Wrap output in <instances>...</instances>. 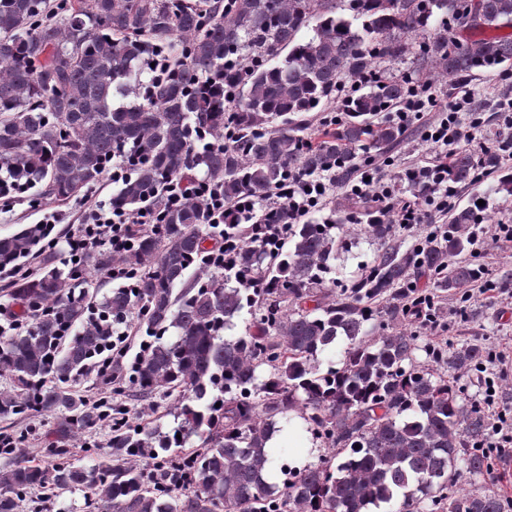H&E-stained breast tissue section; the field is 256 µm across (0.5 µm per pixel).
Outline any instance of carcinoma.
Returning a JSON list of instances; mask_svg holds the SVG:
<instances>
[{"label":"carcinoma","mask_w":512,"mask_h":512,"mask_svg":"<svg viewBox=\"0 0 512 512\" xmlns=\"http://www.w3.org/2000/svg\"><path fill=\"white\" fill-rule=\"evenodd\" d=\"M456 2L62 0L50 16L47 0H0V184L76 199L112 159L127 172L112 207L160 214L127 257L94 248L63 269L47 254L39 275L8 285L32 322L0 341V420L50 415L56 448L37 463L0 447V512H24L35 488L83 490L106 512H504L497 493L460 485L492 469L490 419L460 397L455 375L485 362V348L423 349L405 324L422 315L410 284L427 279L436 300L487 277L474 261L477 201L405 250L389 244L394 217L371 190L324 200L330 216L303 223L270 202L294 172L344 185L366 162H388L406 133L389 113L415 81L446 85L512 63V0H472L465 29ZM153 58L167 73L148 70ZM140 89L142 101L119 102ZM333 103L345 117L312 141L308 113ZM483 172L488 192L512 196L501 148L448 156L450 186L474 187ZM399 179L418 199L436 190L427 172ZM184 180L220 183L228 208L252 205L222 228L206 224L197 200L166 203ZM249 224L287 233L245 240L230 265L209 267ZM346 224L382 245L349 286L332 277ZM40 236L35 225L0 237V260L28 255ZM118 264L133 278L89 299L84 273ZM131 321L148 350L128 375L113 359L102 382L137 402L175 397L177 425L132 424L117 409L110 452L76 464L60 445L102 417L68 384ZM297 424L325 450L301 469L268 446ZM275 468L280 484L269 481Z\"/></svg>","instance_id":"carcinoma-1"}]
</instances>
